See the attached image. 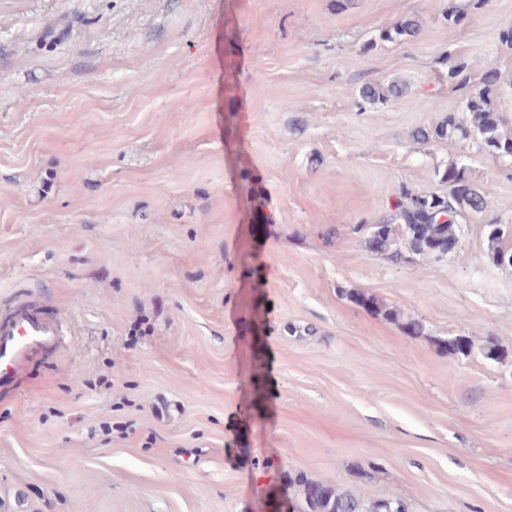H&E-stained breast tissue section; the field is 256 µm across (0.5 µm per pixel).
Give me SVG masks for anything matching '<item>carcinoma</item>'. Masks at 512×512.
<instances>
[{"label":"carcinoma","mask_w":512,"mask_h":512,"mask_svg":"<svg viewBox=\"0 0 512 512\" xmlns=\"http://www.w3.org/2000/svg\"><path fill=\"white\" fill-rule=\"evenodd\" d=\"M416 34L413 22L398 24L381 35L384 41H396ZM404 86L391 82L385 86H367L361 97L373 100L377 97H399ZM467 121L448 116V121L432 130L419 128L412 134L417 141L433 137L443 138L452 132L461 139H468L472 133L481 135L484 145L499 155L512 156V137L501 132V118L491 110L486 91L478 90L469 96L466 105ZM448 196L415 195L404 189L388 220L374 224L368 232L367 244L370 250L381 254L396 264L410 265L422 258L434 255L448 256V250L458 243L455 230V216L461 209L479 212L483 209L488 190L469 182L464 169L448 167ZM504 236L500 224L489 225L488 240L492 243L493 258L499 263L512 264V251L499 248ZM441 347L450 354L470 353L472 345L463 336L441 341ZM288 492L291 494L294 512H407L401 500L378 499L366 502L337 485L308 478L300 473L288 475Z\"/></svg>","instance_id":"1"}]
</instances>
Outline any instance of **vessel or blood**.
<instances>
[{
  "mask_svg": "<svg viewBox=\"0 0 512 512\" xmlns=\"http://www.w3.org/2000/svg\"><path fill=\"white\" fill-rule=\"evenodd\" d=\"M64 318L26 292L0 304V397L14 398L31 376L63 349Z\"/></svg>",
  "mask_w": 512,
  "mask_h": 512,
  "instance_id": "vessel-or-blood-1",
  "label": "vessel or blood"
}]
</instances>
